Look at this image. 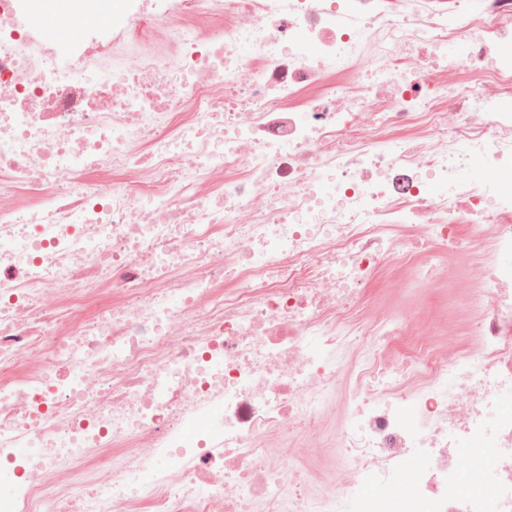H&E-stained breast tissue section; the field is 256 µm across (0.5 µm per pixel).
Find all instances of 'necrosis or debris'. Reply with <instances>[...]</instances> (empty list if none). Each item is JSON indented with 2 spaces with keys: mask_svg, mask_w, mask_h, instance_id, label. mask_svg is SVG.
Instances as JSON below:
<instances>
[{
  "mask_svg": "<svg viewBox=\"0 0 512 512\" xmlns=\"http://www.w3.org/2000/svg\"><path fill=\"white\" fill-rule=\"evenodd\" d=\"M140 2L0 0V512H512V0ZM69 2L70 8L66 13L53 10L47 5L40 8L37 12H33L30 14L31 27L48 39L53 40L56 44H62L69 33L72 20L82 14V3L80 0H70ZM23 17L21 21L24 23ZM25 23L30 27L27 18Z\"/></svg>",
  "mask_w": 512,
  "mask_h": 512,
  "instance_id": "1",
  "label": "necrosis or debris"
}]
</instances>
